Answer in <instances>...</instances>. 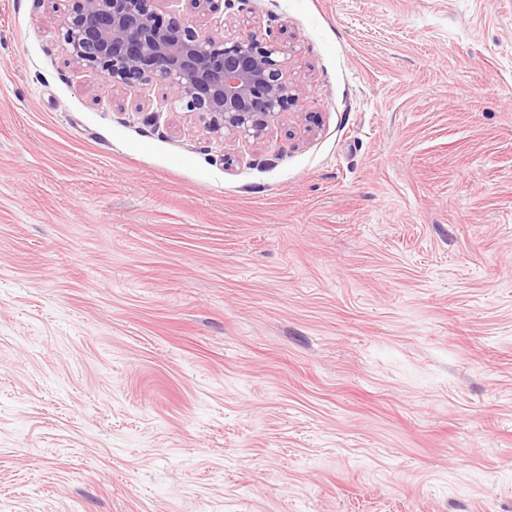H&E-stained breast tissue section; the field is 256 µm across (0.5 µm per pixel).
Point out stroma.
Listing matches in <instances>:
<instances>
[{"mask_svg":"<svg viewBox=\"0 0 512 512\" xmlns=\"http://www.w3.org/2000/svg\"><path fill=\"white\" fill-rule=\"evenodd\" d=\"M0 0V512H512V0H250L218 137Z\"/></svg>","mask_w":512,"mask_h":512,"instance_id":"obj_1","label":"stroma"}]
</instances>
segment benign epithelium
Returning a JSON list of instances; mask_svg holds the SVG:
<instances>
[{"instance_id":"1","label":"benign epithelium","mask_w":512,"mask_h":512,"mask_svg":"<svg viewBox=\"0 0 512 512\" xmlns=\"http://www.w3.org/2000/svg\"><path fill=\"white\" fill-rule=\"evenodd\" d=\"M61 28L71 57L115 89L165 82L171 100L195 112L213 132L255 139L300 85L288 76V42L254 27L218 34L194 22L163 21L159 0H71ZM209 17L232 0H189Z\"/></svg>"}]
</instances>
